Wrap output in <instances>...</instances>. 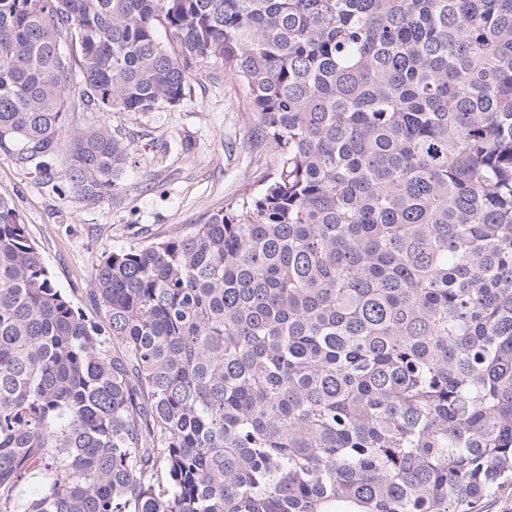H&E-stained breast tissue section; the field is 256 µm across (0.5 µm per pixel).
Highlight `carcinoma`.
<instances>
[{
	"mask_svg": "<svg viewBox=\"0 0 512 512\" xmlns=\"http://www.w3.org/2000/svg\"><path fill=\"white\" fill-rule=\"evenodd\" d=\"M214 60L276 169L103 259L105 323L0 198V512H479L512 485V0H0V148L96 204L133 154L75 113Z\"/></svg>",
	"mask_w": 512,
	"mask_h": 512,
	"instance_id": "obj_1",
	"label": "carcinoma"
}]
</instances>
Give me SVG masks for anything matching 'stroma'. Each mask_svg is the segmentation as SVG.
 <instances>
[{
  "mask_svg": "<svg viewBox=\"0 0 512 512\" xmlns=\"http://www.w3.org/2000/svg\"><path fill=\"white\" fill-rule=\"evenodd\" d=\"M192 94L163 112H79V127L108 124L136 158L118 191L95 205L78 199L65 173L55 188L0 150V197L11 200L55 283L91 320L104 319L90 294L97 264L113 251L190 231L213 210L256 192L274 170V150L251 145L245 89L221 69L199 72Z\"/></svg>",
  "mask_w": 512,
  "mask_h": 512,
  "instance_id": "35a3bbf8",
  "label": "stroma"
}]
</instances>
